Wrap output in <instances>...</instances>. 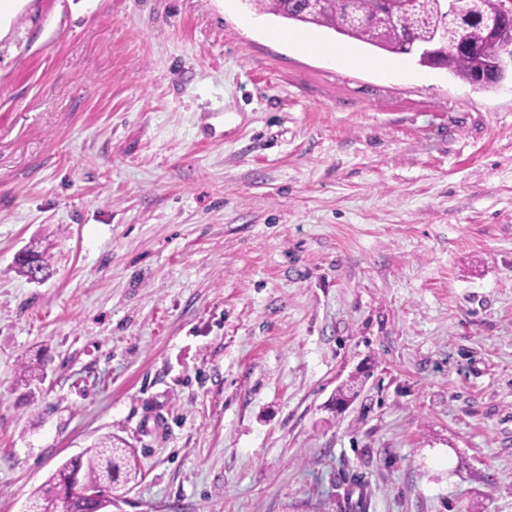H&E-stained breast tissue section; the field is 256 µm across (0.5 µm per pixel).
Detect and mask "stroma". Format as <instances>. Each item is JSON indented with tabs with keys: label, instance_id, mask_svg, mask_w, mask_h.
I'll return each mask as SVG.
<instances>
[{
	"label": "stroma",
	"instance_id": "obj_1",
	"mask_svg": "<svg viewBox=\"0 0 512 512\" xmlns=\"http://www.w3.org/2000/svg\"><path fill=\"white\" fill-rule=\"evenodd\" d=\"M507 68L245 0H0V512L106 434L114 512H512ZM14 266L19 273H22L31 280H38L36 275H46L49 273L48 261L44 257V252L29 249L18 255L14 259Z\"/></svg>",
	"mask_w": 512,
	"mask_h": 512
}]
</instances>
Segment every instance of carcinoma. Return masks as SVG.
Wrapping results in <instances>:
<instances>
[{
  "instance_id": "obj_1",
  "label": "carcinoma",
  "mask_w": 512,
  "mask_h": 512,
  "mask_svg": "<svg viewBox=\"0 0 512 512\" xmlns=\"http://www.w3.org/2000/svg\"><path fill=\"white\" fill-rule=\"evenodd\" d=\"M257 10L285 20L326 27L336 33L396 54H415L423 66L446 69L461 80L491 88L506 76L503 54L512 56L501 36L512 31V15H494L493 0H459L453 21L443 0H248ZM18 272L34 280L49 273L44 253L29 249L14 260ZM141 476L126 443L101 437L90 453L72 456L32 494L36 512H100L97 500L81 495L80 485L118 501Z\"/></svg>"
}]
</instances>
